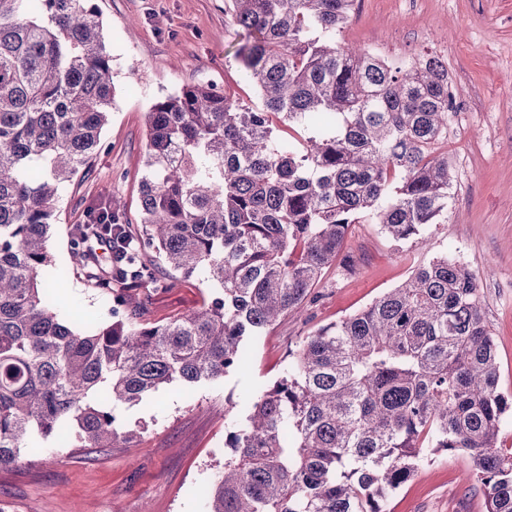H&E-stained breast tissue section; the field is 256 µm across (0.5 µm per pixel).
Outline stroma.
Returning a JSON list of instances; mask_svg holds the SVG:
<instances>
[{
  "mask_svg": "<svg viewBox=\"0 0 512 512\" xmlns=\"http://www.w3.org/2000/svg\"><path fill=\"white\" fill-rule=\"evenodd\" d=\"M112 51L115 100L89 176L58 201L49 240L67 269L58 310L105 327L113 311L166 323L199 309L200 279L167 288H130L121 297L91 287L74 267L70 236L89 208L118 199L129 224L140 220L146 114L187 84L207 83L254 106L239 73L241 31L224 0H95ZM346 42L385 56L432 49L448 64L461 109L448 119L452 195L443 223L397 242L379 225H351L343 252L354 269L332 265L307 303L246 344L244 371L186 391L172 382L140 404L116 410L135 430V451L52 445L0 469V512H205L201 494L224 462L225 408L281 376L290 348L316 327L342 320L401 285L419 265L462 245L478 277L485 321L499 353V386L512 396V0H357ZM466 452L424 462L384 505L385 512H485Z\"/></svg>",
  "mask_w": 512,
  "mask_h": 512,
  "instance_id": "obj_1",
  "label": "stroma"
}]
</instances>
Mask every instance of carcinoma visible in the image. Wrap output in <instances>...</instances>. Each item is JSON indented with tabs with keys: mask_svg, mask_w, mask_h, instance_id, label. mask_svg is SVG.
<instances>
[{
	"mask_svg": "<svg viewBox=\"0 0 512 512\" xmlns=\"http://www.w3.org/2000/svg\"><path fill=\"white\" fill-rule=\"evenodd\" d=\"M356 0H226L250 107L184 86L146 113L140 225L113 201L73 234L99 288L200 278L197 311L99 331L57 312L48 247L61 193L92 167L114 99L92 0H0V469L74 438L134 448L112 405L218 381L246 342L315 301L352 224L408 241L448 211V157L432 145L458 105L448 64H396L341 39ZM130 243L119 266L99 241ZM512 398L475 274L448 254L288 351L283 373L227 430L207 512H385L431 453L462 450L486 512H512Z\"/></svg>",
	"mask_w": 512,
	"mask_h": 512,
	"instance_id": "cac0c4a2",
	"label": "carcinoma"
}]
</instances>
